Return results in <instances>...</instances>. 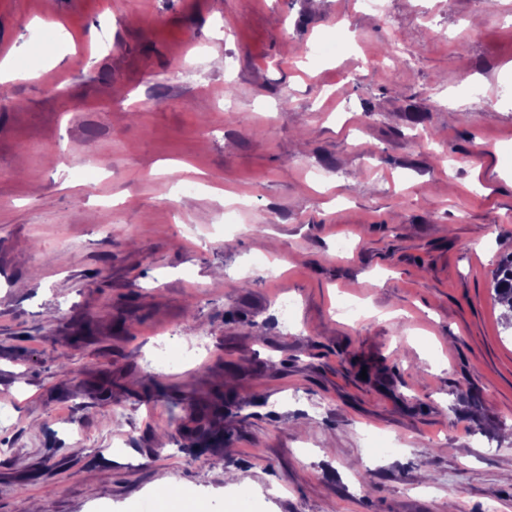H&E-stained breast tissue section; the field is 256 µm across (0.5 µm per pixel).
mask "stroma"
I'll return each mask as SVG.
<instances>
[{"label":"stroma","mask_w":512,"mask_h":512,"mask_svg":"<svg viewBox=\"0 0 512 512\" xmlns=\"http://www.w3.org/2000/svg\"><path fill=\"white\" fill-rule=\"evenodd\" d=\"M30 44L0 106V512L173 484L512 512V0H0V47ZM220 402L223 446H192ZM494 301L512 310V254L504 257L492 273Z\"/></svg>","instance_id":"obj_1"}]
</instances>
